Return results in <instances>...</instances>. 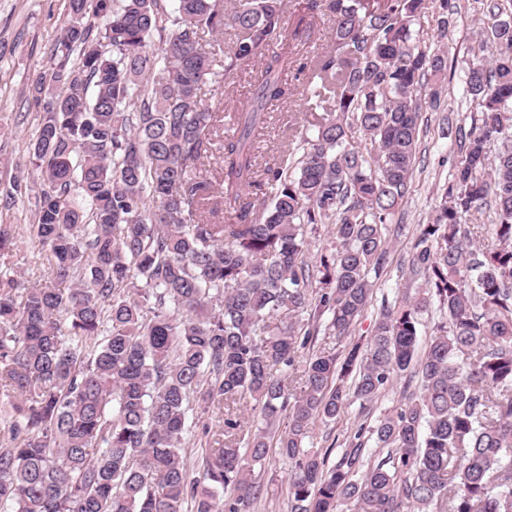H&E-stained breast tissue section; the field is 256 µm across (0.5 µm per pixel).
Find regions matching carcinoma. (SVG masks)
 I'll list each match as a JSON object with an SVG mask.
<instances>
[{
  "instance_id": "1",
  "label": "carcinoma",
  "mask_w": 512,
  "mask_h": 512,
  "mask_svg": "<svg viewBox=\"0 0 512 512\" xmlns=\"http://www.w3.org/2000/svg\"><path fill=\"white\" fill-rule=\"evenodd\" d=\"M424 2L307 0L335 21L311 60L322 113L260 170L253 133L293 96L284 74L307 67V16L287 34L285 0H69L32 82L39 188L16 169L3 208L27 200L32 237L71 287L0 275V512H249L272 452L294 512H512V25L468 48L475 115L408 261L421 287L350 340L447 77L448 52L414 35ZM227 27L231 45L202 43ZM255 66L226 135L204 88ZM487 210L497 222L467 223ZM319 224L333 241L311 262ZM16 248L0 224V259ZM434 302L446 321L421 350ZM323 329L345 349L311 350ZM409 370L418 391L360 423L336 463L307 446L316 421ZM249 399L261 426L240 416ZM197 407L212 416L200 480L185 448Z\"/></svg>"
}]
</instances>
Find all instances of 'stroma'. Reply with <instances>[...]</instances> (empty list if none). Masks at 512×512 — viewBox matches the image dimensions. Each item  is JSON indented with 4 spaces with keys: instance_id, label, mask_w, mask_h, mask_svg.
I'll return each instance as SVG.
<instances>
[{
    "instance_id": "35a3bbf8",
    "label": "stroma",
    "mask_w": 512,
    "mask_h": 512,
    "mask_svg": "<svg viewBox=\"0 0 512 512\" xmlns=\"http://www.w3.org/2000/svg\"><path fill=\"white\" fill-rule=\"evenodd\" d=\"M459 2L462 9L447 33H440L438 27L442 0H426L425 13L415 28L421 41L444 46L448 52L447 93L437 109L422 115L425 131L417 149L408 199L389 226V263L370 305L353 329L352 337L356 340L371 336L382 302L401 300L410 288L405 264L420 225L432 219L437 193L447 183L455 162L447 129L471 122L464 84L472 61L468 47L476 35L489 34L493 21L480 13L477 0ZM68 13L69 0H0V194L4 193L16 167L25 162L26 145L39 121L41 108L33 100L28 78L50 69L53 49ZM287 80L294 90L292 101L272 105L270 119L254 134L257 161L262 165L275 162L282 155L288 141V127L299 121L314 85L308 71H289ZM0 219L13 224L19 240L18 249L9 259L19 280L27 285L54 280L55 275L43 261L39 246L31 239L32 217L27 203L17 202ZM403 386V380H396L393 390L381 397L370 411H363L355 402L337 420L316 422L312 429L314 445L331 447L330 459L338 461L350 429L362 417L374 420L395 406ZM255 474L264 487V495L250 512H291L287 462L270 456Z\"/></svg>"
}]
</instances>
